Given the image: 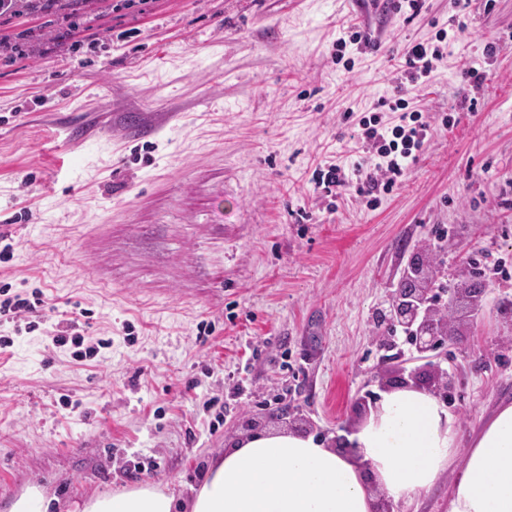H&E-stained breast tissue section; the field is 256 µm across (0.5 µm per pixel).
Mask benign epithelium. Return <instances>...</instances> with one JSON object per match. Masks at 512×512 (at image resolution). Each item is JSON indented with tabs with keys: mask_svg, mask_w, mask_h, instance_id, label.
Segmentation results:
<instances>
[{
	"mask_svg": "<svg viewBox=\"0 0 512 512\" xmlns=\"http://www.w3.org/2000/svg\"><path fill=\"white\" fill-rule=\"evenodd\" d=\"M437 270L434 263L426 259H414L409 263L401 287L396 289L390 300L388 314L382 324L403 328L418 358L429 359V353L445 342L458 340L460 322L449 321L440 307V300L434 288ZM482 289L459 288L453 296V302H467L472 309L479 307ZM431 391L438 397L446 395L449 389L447 372L431 365Z\"/></svg>",
	"mask_w": 512,
	"mask_h": 512,
	"instance_id": "benign-epithelium-1",
	"label": "benign epithelium"
}]
</instances>
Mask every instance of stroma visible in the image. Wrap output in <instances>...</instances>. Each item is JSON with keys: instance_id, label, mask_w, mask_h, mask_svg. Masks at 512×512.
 <instances>
[{"instance_id": "35a3bbf8", "label": "stroma", "mask_w": 512, "mask_h": 512, "mask_svg": "<svg viewBox=\"0 0 512 512\" xmlns=\"http://www.w3.org/2000/svg\"><path fill=\"white\" fill-rule=\"evenodd\" d=\"M69 5L61 44L56 14L0 23L16 45L0 54V284L45 300L0 351V503L147 482L185 502L248 426L337 444L378 372L427 385L376 315L430 240L444 295L482 253L512 270V0H421L413 17L388 0ZM346 26L370 40L347 45L350 71ZM441 29L455 38L419 89L438 131L418 162L373 208L316 188L320 164L360 155V119L390 120L407 45ZM481 282L435 358L462 451L512 402V278ZM76 317L111 348L54 345Z\"/></svg>"}]
</instances>
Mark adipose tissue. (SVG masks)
I'll return each instance as SVG.
<instances>
[{
	"mask_svg": "<svg viewBox=\"0 0 512 512\" xmlns=\"http://www.w3.org/2000/svg\"><path fill=\"white\" fill-rule=\"evenodd\" d=\"M455 420L430 391L387 392L343 441L351 454L293 431L231 440L188 512H376L379 498L414 501L457 468L448 512H512V404L499 408L464 457ZM153 485L90 499L81 512H173Z\"/></svg>",
	"mask_w": 512,
	"mask_h": 512,
	"instance_id": "ef3b65f1",
	"label": "adipose tissue"
}]
</instances>
